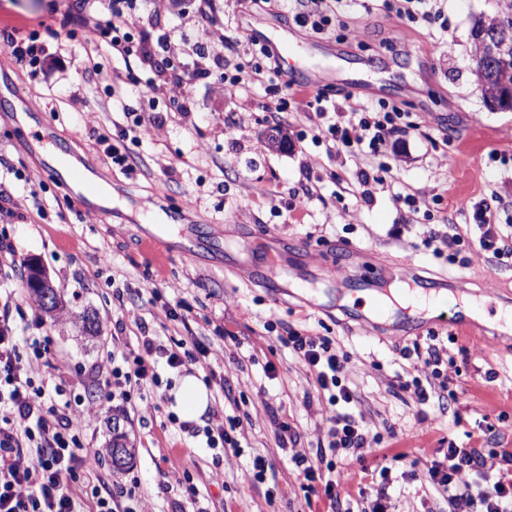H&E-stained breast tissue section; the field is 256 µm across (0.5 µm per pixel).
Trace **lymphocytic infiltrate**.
Here are the masks:
<instances>
[{
	"label": "lymphocytic infiltrate",
	"instance_id": "f902f5d3",
	"mask_svg": "<svg viewBox=\"0 0 512 512\" xmlns=\"http://www.w3.org/2000/svg\"><path fill=\"white\" fill-rule=\"evenodd\" d=\"M127 0H109L106 19L88 24L79 17L77 25L89 29L94 45H107L113 56L123 59L138 54L154 57L169 53L170 33L159 36L156 46L136 40L140 20L125 11ZM281 10L293 13L300 27L322 33L334 20L326 0H277ZM193 53L211 59V67H195L198 76L217 74L227 91H249L259 86L276 96L277 111L290 107L313 110L317 119L334 116L327 127L334 148L352 154L364 151L385 154L390 140L410 129L406 114L395 105H381L379 111L351 102L337 103L324 91L307 101H296L295 89L283 78L273 51L267 46L241 48L238 41L223 37L214 42L209 29H202ZM473 218L482 231L481 247L497 258L512 257V233L503 234L487 201L473 206ZM21 336L10 314L0 313V512H80V504L70 484L79 470H94L95 457L81 455L80 432L94 415L93 409L59 404V388L48 381H35L32 362L19 352ZM282 342L312 371L320 390L328 392L331 405L351 404L355 393L342 382L346 355L337 352L328 337L303 336L293 332ZM211 349L192 336L163 345L152 336H143L139 352L124 356L122 365L112 367L105 383V399L130 402L144 384L159 386L158 364L177 369L209 358ZM329 442L318 447L314 457L293 456L305 481L321 479L327 455L346 463L360 460L368 433L355 417L339 412L329 419ZM504 468L497 477L484 471L480 449L449 444L446 462H432L427 470L430 483L448 496L467 491L477 512H512V450H502ZM322 480V479H321Z\"/></svg>",
	"mask_w": 512,
	"mask_h": 512
}]
</instances>
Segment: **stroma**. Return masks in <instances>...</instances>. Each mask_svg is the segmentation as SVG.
<instances>
[{
  "label": "stroma",
  "instance_id": "1",
  "mask_svg": "<svg viewBox=\"0 0 512 512\" xmlns=\"http://www.w3.org/2000/svg\"><path fill=\"white\" fill-rule=\"evenodd\" d=\"M146 42L177 29L171 52L193 59L197 37L195 0H134ZM512 0H444L447 29L413 24L386 11L382 0L343 12L323 35H310L276 6L246 10L219 0L212 17L215 35L257 39L284 57L288 68L329 69V90L343 88L357 104L394 102L409 111L414 129L400 136L383 161L389 171L363 200L358 169L381 159L329 149L315 140L306 112L283 113L273 129L275 104L263 88L229 94L215 79L192 81L184 95L167 87L143 88L155 69L138 56L114 59L107 49L89 51L83 30L69 18L78 0H0V94L14 91L27 102L37 129H49L53 145L82 156L89 172L112 195L109 214L82 209L66 182L57 180L30 153L26 134L10 114H0V306L24 321L39 322L48 353L35 366L47 377L65 357L68 394L95 395L104 378L97 365L108 352L127 354L141 346V326L159 343L204 337L224 349L223 380L205 364L185 371L160 369L162 380L195 375L209 392V411L195 420L173 415L168 388L129 403L104 404L80 433L85 452L97 455L95 471L71 485L83 512L111 497L115 484L135 486L145 512H327L328 503L306 492L291 455L313 456L327 444L334 408L314 375L280 341L296 331L335 340L348 361L343 382L356 394L349 411L363 421L370 439L362 460L345 465L333 458L323 478L335 480L345 512H367L390 470V512H475L469 496L448 500L427 479L430 461L443 459L449 442L482 449L484 469L502 467L501 449H512V335L485 328L470 340L444 322H360L358 307L344 304L367 264L388 273L420 275L445 286L453 297L486 300L488 312L512 307V259L480 248L471 204L493 198L499 224L512 225V112L489 110L473 72L471 31ZM35 40L60 51L65 66L52 79L6 55L7 39ZM96 70H87L88 61ZM129 68L140 86H126L113 99L112 72ZM149 127L125 140L133 171L113 166L97 138L115 134L126 112ZM237 124L225 131L226 117ZM413 195L409 207L403 195ZM154 199L151 213L140 210ZM188 210L190 223L163 236L165 261L143 240L166 213ZM399 236H392L393 225ZM464 239L458 250L443 242L449 227ZM440 238L433 249L427 228ZM198 246L185 257L182 245ZM35 258L48 271L68 308L94 313L99 332L81 336L71 324L49 316L31 300L23 283L24 263ZM288 268L289 287L275 288L265 267ZM344 266L343 284L324 275L332 262ZM179 307L181 320L167 308ZM236 336L226 344L223 334ZM433 339L438 370L400 355L413 342ZM416 372L431 394L420 403L414 390L397 385ZM235 419L234 448L206 446L208 414ZM119 419L134 458L117 470L106 461L111 419ZM288 423L297 440L278 446L273 420ZM263 458L264 481L252 463ZM185 474L192 497L166 490V474Z\"/></svg>",
  "mask_w": 512,
  "mask_h": 512
}]
</instances>
